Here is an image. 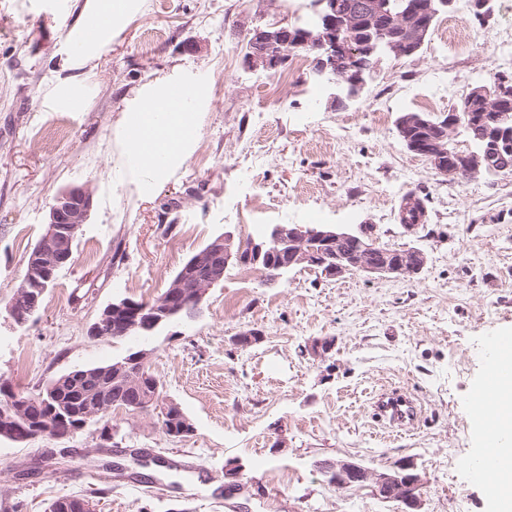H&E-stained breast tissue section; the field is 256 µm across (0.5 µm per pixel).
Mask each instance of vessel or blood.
<instances>
[{
	"instance_id": "vessel-or-blood-1",
	"label": "vessel or blood",
	"mask_w": 512,
	"mask_h": 512,
	"mask_svg": "<svg viewBox=\"0 0 512 512\" xmlns=\"http://www.w3.org/2000/svg\"><path fill=\"white\" fill-rule=\"evenodd\" d=\"M484 375L479 389L470 398L472 414L476 419L486 417L502 387L512 385V334L488 336L484 347ZM374 413L389 425L409 426L418 418L413 400L397 391L380 393L373 402ZM472 481L483 484L493 478L512 475V456L489 449L461 461Z\"/></svg>"
}]
</instances>
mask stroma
Here are the masks:
<instances>
[{
	"mask_svg": "<svg viewBox=\"0 0 512 512\" xmlns=\"http://www.w3.org/2000/svg\"><path fill=\"white\" fill-rule=\"evenodd\" d=\"M88 0H0V381L43 391L75 368L136 349L89 336L113 299L151 301L212 239L262 238L269 225L369 228L380 244L422 250L409 280L362 272L336 278L298 268L277 281L240 283L239 265L211 288L202 314L148 341L149 367L167 401L191 419L166 435L158 411L117 410V436L96 449V428L25 445L0 439V503L46 512L62 496H91L96 512H394L369 489H339L318 460L385 471L412 461L424 479L421 512H491L487 488L461 466L484 436L469 409L487 336L512 332V174L455 182L408 151L401 113L447 115L476 84L511 75L498 45L512 33V0L488 20L470 0L441 13L419 55L382 58L363 95L331 104L311 71L293 63L262 72L244 64L245 34L304 19L307 0H143L140 12L90 65L77 69L65 38ZM177 70L212 90L192 153L142 201L125 172L119 133L137 87ZM80 84V111L55 86ZM384 109V121L373 117ZM253 169L251 191L241 173ZM87 188L92 208L71 262L40 309L15 324L6 307L56 196ZM425 219L399 222L406 194ZM255 330L259 342L238 345ZM399 387L418 403L410 430L381 426L371 402ZM155 457L141 467L133 453ZM240 463L225 489L224 467ZM108 480H100V473ZM208 480L204 495L194 485Z\"/></svg>",
	"mask_w": 512,
	"mask_h": 512,
	"instance_id": "1",
	"label": "stroma"
}]
</instances>
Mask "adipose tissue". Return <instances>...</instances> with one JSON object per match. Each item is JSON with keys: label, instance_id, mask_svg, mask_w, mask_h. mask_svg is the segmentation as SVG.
<instances>
[{"label": "adipose tissue", "instance_id": "adipose-tissue-1", "mask_svg": "<svg viewBox=\"0 0 512 512\" xmlns=\"http://www.w3.org/2000/svg\"><path fill=\"white\" fill-rule=\"evenodd\" d=\"M141 8V0H92L90 11L99 24L80 27L68 34L74 44L72 62L85 63L109 44ZM183 89L192 105L174 108L170 97ZM210 101L207 83L184 74H175L137 88L123 117L125 165L135 179L140 195L151 199L157 187L188 157L199 130L202 109Z\"/></svg>", "mask_w": 512, "mask_h": 512}]
</instances>
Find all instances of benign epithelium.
Here are the masks:
<instances>
[{
  "mask_svg": "<svg viewBox=\"0 0 512 512\" xmlns=\"http://www.w3.org/2000/svg\"><path fill=\"white\" fill-rule=\"evenodd\" d=\"M454 0H418L400 11L390 0H358L345 4L341 0H310L311 16L317 23L308 29L295 25L259 26L248 34L245 63L251 70L272 71L285 64L292 53L302 54L312 63L318 82L334 90L333 100L346 103L362 96L369 69L362 58L373 55L378 43L385 54L395 58L414 55L425 44L427 34L440 9L449 8ZM367 28L378 37L352 43L341 38L346 30ZM468 95L476 100L485 115L474 118L485 124L484 162L462 165L448 157L445 141L457 122L454 114L428 138L417 132L430 123L407 113L399 116L400 140L411 152L432 158L437 173L453 181L475 178L512 152V128H505L512 108V91L501 88L493 93L484 86H473ZM92 207L91 194L83 188L62 191L50 207L49 221L41 238L29 253L25 280L20 289L26 311L14 306L8 313L19 325L26 323L37 310L46 291V283L56 277L72 257V246ZM231 263L258 265L271 281L282 278L298 267H315L328 277L363 272L379 277L411 279L426 264L425 254L417 248L384 249L373 238L353 233L332 224H272L259 240L234 243L229 232L214 238L202 251L190 256L182 265L172 288L155 304L139 306L128 298L116 300L103 309L91 326L94 338L112 336H149L177 320H192L202 311L211 288L224 278ZM109 331H104L103 327ZM151 358V351L141 350L133 359L106 368L130 397L131 405L142 410L146 398L139 390L140 378ZM112 409V396L105 395L88 407L75 421L62 405L45 416L26 399L0 413V437L14 443L39 438H70ZM317 470L339 489L367 487L374 496L398 503L397 512H420L423 480L408 460L396 462L389 470L374 471L356 461L322 460Z\"/></svg>",
  "mask_w": 512,
  "mask_h": 512,
  "instance_id": "benign-epithelium-1",
  "label": "benign epithelium"
}]
</instances>
